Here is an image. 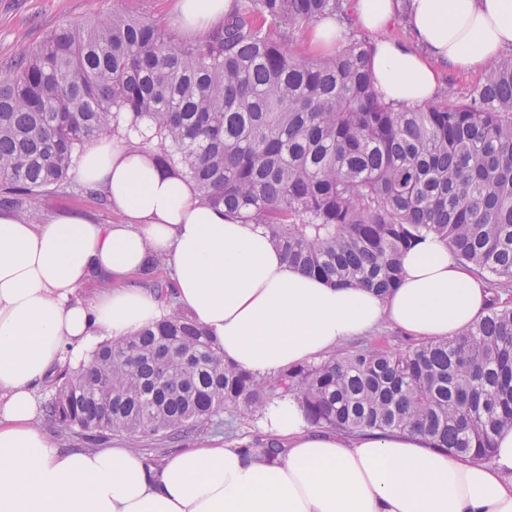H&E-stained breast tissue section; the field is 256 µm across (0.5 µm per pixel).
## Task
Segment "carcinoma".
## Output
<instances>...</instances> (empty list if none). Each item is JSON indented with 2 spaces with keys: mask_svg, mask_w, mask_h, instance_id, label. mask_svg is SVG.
Masks as SVG:
<instances>
[{
  "mask_svg": "<svg viewBox=\"0 0 512 512\" xmlns=\"http://www.w3.org/2000/svg\"><path fill=\"white\" fill-rule=\"evenodd\" d=\"M348 0H235L198 41L112 11L66 23L0 79V207L32 206L70 183L101 135H123L193 183L206 203L262 224L289 264L385 293L401 253L432 235L486 275L488 314L463 335L404 350L359 344L274 377L224 362L207 329L158 292L156 323L62 369L46 413L93 441L131 445L294 396L316 426L409 431L488 459L512 426V56L457 102H381L369 41L312 58L299 34Z\"/></svg>",
  "mask_w": 512,
  "mask_h": 512,
  "instance_id": "cac0c4a2",
  "label": "carcinoma"
}]
</instances>
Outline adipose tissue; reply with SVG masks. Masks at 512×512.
Instances as JSON below:
<instances>
[{"instance_id":"ef3b65f1","label":"adipose tissue","mask_w":512,"mask_h":512,"mask_svg":"<svg viewBox=\"0 0 512 512\" xmlns=\"http://www.w3.org/2000/svg\"><path fill=\"white\" fill-rule=\"evenodd\" d=\"M233 0H167L168 19L201 32ZM373 33L376 91L396 107L434 100L443 72L482 73L512 48V0H350ZM405 19L410 39L391 38ZM79 181L115 216L31 222L0 210V512H512V427L488 460L429 447L409 432L347 436L308 423L276 398L262 427L286 452L270 462L232 444L185 448L154 465L131 448L72 451L42 431L38 389L160 317L136 283L148 260L171 269L181 306L209 329L226 362L270 377L318 361L384 322L432 341L462 335L489 310L484 279L428 237L400 258L386 295L290 266L259 224L202 202L192 184L120 139L91 143ZM104 286L88 297L92 278Z\"/></svg>"}]
</instances>
